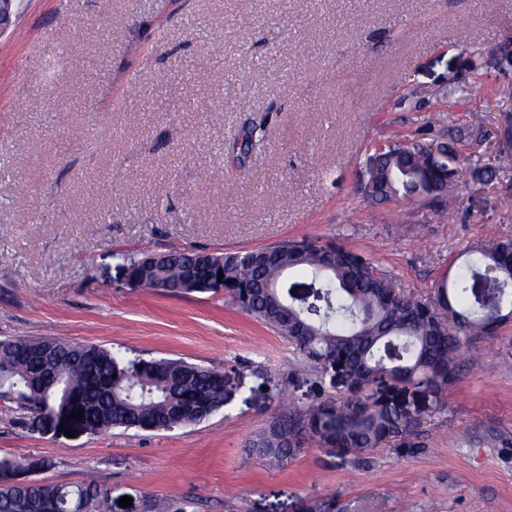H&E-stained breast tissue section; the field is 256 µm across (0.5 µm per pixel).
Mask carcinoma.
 <instances>
[{
	"label": "carcinoma",
	"instance_id": "carcinoma-1",
	"mask_svg": "<svg viewBox=\"0 0 512 512\" xmlns=\"http://www.w3.org/2000/svg\"><path fill=\"white\" fill-rule=\"evenodd\" d=\"M265 119L243 128L239 153L264 142ZM458 131L432 154L419 144H390L366 161L361 191L371 204L425 201L442 213L457 188ZM492 136L512 151V113H500ZM163 264L132 258V275L169 293L224 291L234 306L277 330L295 346L318 379L338 364L350 393L346 404L323 401L300 413L284 401L288 384L277 383L278 406L268 424L246 443L271 467H283L313 442L339 458L356 461L391 444L408 453L421 447L413 418L440 413L448 385L461 373L458 350L493 335L512 320V240L468 250L455 274L422 298L406 291L374 259L332 240H289L273 247L224 254L212 266L195 253L167 251ZM201 287H183L187 269ZM223 272L224 288L218 286ZM303 271L306 293H291L286 275ZM225 373L181 359L133 358L96 345L59 339H0V399L16 405L30 432L68 420L89 434L114 428L144 431L198 425L224 407ZM81 412L83 417L73 414ZM55 466L49 457L0 456V512H87L105 499L94 480L77 485L26 483ZM145 512H196L192 501L150 496ZM298 512H341L336 497L299 500Z\"/></svg>",
	"mask_w": 512,
	"mask_h": 512
}]
</instances>
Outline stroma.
Segmentation results:
<instances>
[{
    "label": "stroma",
    "mask_w": 512,
    "mask_h": 512,
    "mask_svg": "<svg viewBox=\"0 0 512 512\" xmlns=\"http://www.w3.org/2000/svg\"><path fill=\"white\" fill-rule=\"evenodd\" d=\"M506 79L512 0H15L0 33V336L229 375L221 411L169 431L31 434L0 400V455L52 458L46 484L110 488L99 512H145L151 495L198 512H297L332 494L348 512H512V322L461 347L480 363L424 419L421 453L386 446L355 462L310 443L275 468L244 451L277 406L267 380L293 376L298 409L344 389L315 381L291 343L224 294L133 288L124 272L145 252L333 238L432 295L469 246L512 239V188L484 185L486 209L457 190L444 219L424 201L373 206L366 158L445 139L473 112L490 124L512 113L497 92ZM458 87L469 99L431 123L438 95ZM261 116L264 144L234 162L243 125Z\"/></svg>",
    "instance_id": "1"
}]
</instances>
